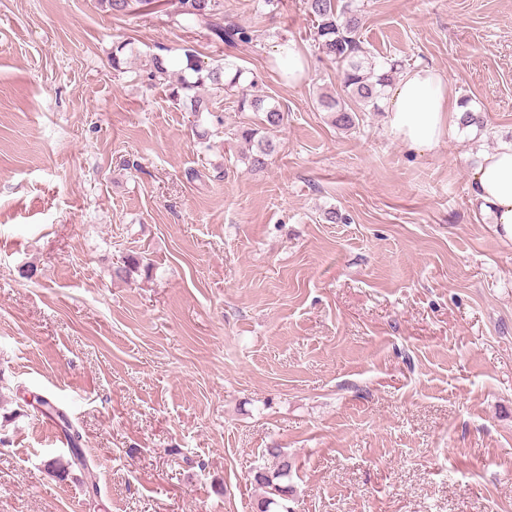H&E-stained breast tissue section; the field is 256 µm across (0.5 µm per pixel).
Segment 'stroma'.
<instances>
[{
  "instance_id": "obj_1",
  "label": "stroma",
  "mask_w": 512,
  "mask_h": 512,
  "mask_svg": "<svg viewBox=\"0 0 512 512\" xmlns=\"http://www.w3.org/2000/svg\"><path fill=\"white\" fill-rule=\"evenodd\" d=\"M222 3L252 41L174 0H0V512H257L271 448L293 512H512V239L471 202L512 141V0H357L378 67H436L486 117L421 153L318 110L338 66L304 0ZM186 48L283 112L264 169L233 96L148 80ZM176 15L197 21L204 25L210 33L222 41H233L237 37L241 41L252 40L250 33L239 27H226L217 20L220 15L219 0H176ZM277 63L281 76L288 81V84L297 85L307 75L306 55L295 42L290 41L282 45Z\"/></svg>"
}]
</instances>
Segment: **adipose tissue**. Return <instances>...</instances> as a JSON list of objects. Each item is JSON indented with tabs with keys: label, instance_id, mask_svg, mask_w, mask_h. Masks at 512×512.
<instances>
[{
	"label": "adipose tissue",
	"instance_id": "ef3b65f1",
	"mask_svg": "<svg viewBox=\"0 0 512 512\" xmlns=\"http://www.w3.org/2000/svg\"><path fill=\"white\" fill-rule=\"evenodd\" d=\"M463 114L459 97L435 68L405 72L389 89L388 130L397 141L416 150L437 146ZM472 198L492 223L512 230V142L484 153L471 180Z\"/></svg>",
	"mask_w": 512,
	"mask_h": 512
}]
</instances>
